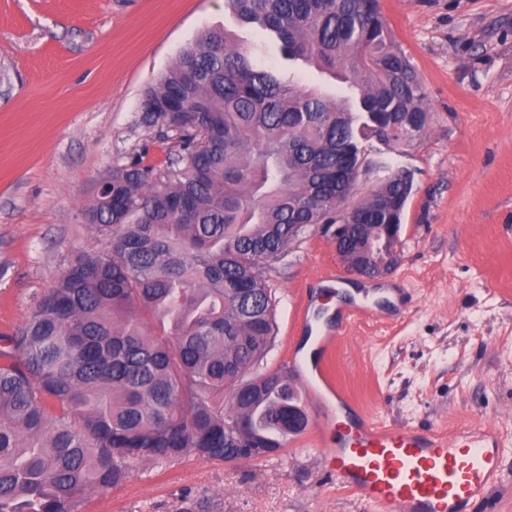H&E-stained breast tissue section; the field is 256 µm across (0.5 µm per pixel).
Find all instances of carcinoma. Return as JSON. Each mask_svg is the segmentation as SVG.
Here are the masks:
<instances>
[{
	"label": "carcinoma",
	"mask_w": 512,
	"mask_h": 512,
	"mask_svg": "<svg viewBox=\"0 0 512 512\" xmlns=\"http://www.w3.org/2000/svg\"><path fill=\"white\" fill-rule=\"evenodd\" d=\"M300 61L348 82L342 106L260 66L224 29L183 49L145 89L141 122L176 144L164 170L112 167L83 216L105 246L75 256L0 341V512H78L133 464L185 456L239 462L280 449L288 375L260 371L276 333L262 269L317 224H350L339 257L372 259L402 229L407 174L342 210L369 168L366 140L426 128L423 92L379 0H225ZM156 323L161 332H148Z\"/></svg>",
	"instance_id": "carcinoma-1"
}]
</instances>
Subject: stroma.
Segmentation results:
<instances>
[{"label":"stroma","mask_w":512,"mask_h":512,"mask_svg":"<svg viewBox=\"0 0 512 512\" xmlns=\"http://www.w3.org/2000/svg\"><path fill=\"white\" fill-rule=\"evenodd\" d=\"M413 63L429 114L403 144L373 140L352 200L408 173L401 261L378 278L409 310L356 320L331 369L352 408L396 425L492 426L506 447L501 486L478 512H512V0H380ZM222 28L268 67L336 101L349 84L285 64L224 0H0V335L25 321L76 255L102 247L83 211L132 155L165 167L172 141L139 120L144 88L203 31ZM263 275L277 333L262 363L286 370L338 283L361 286L321 228ZM376 512L326 461L289 439L276 454L227 464L195 456L134 464L127 481L84 496L79 512Z\"/></svg>","instance_id":"35a3bbf8"}]
</instances>
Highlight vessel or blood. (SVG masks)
<instances>
[{"label": "vessel or blood", "instance_id": "obj_1", "mask_svg": "<svg viewBox=\"0 0 512 512\" xmlns=\"http://www.w3.org/2000/svg\"><path fill=\"white\" fill-rule=\"evenodd\" d=\"M316 358L291 361L294 380L326 373V344ZM312 447L337 482L382 512H475L503 479V439L495 428L465 424L452 433L391 426L362 415L337 421L320 409Z\"/></svg>", "mask_w": 512, "mask_h": 512}]
</instances>
